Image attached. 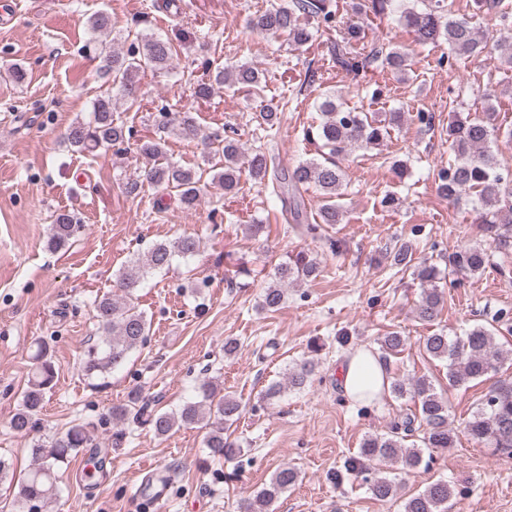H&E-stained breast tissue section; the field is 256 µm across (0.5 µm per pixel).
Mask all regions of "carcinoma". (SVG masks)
<instances>
[{"mask_svg":"<svg viewBox=\"0 0 512 512\" xmlns=\"http://www.w3.org/2000/svg\"><path fill=\"white\" fill-rule=\"evenodd\" d=\"M392 2L394 0H358L354 8L359 12L369 10L378 16L384 14ZM474 3L477 10L497 15L503 28H512V8L505 0H474ZM303 15L327 29L333 28L335 23V14L326 0H284V3L256 15L250 25L266 35L285 36L291 45L302 47L312 38V30L301 22ZM399 20L420 45L448 44L452 52L448 57L450 64L461 57H485L512 67V44L504 52L501 43H489L478 34L470 20L450 16L447 0H427L425 7L419 10L407 7L401 11ZM361 40L363 31L356 26H349L338 34L336 64L357 74L368 64L379 61L398 80H409L412 72L409 52L399 48L373 47L364 55L354 50V45ZM96 43V55L104 61L99 72L104 84L108 85V92L95 99L87 119H77L69 126L66 142L78 151H96L127 141L125 123L114 116L111 90L118 89L129 105L137 104L140 97L139 73L146 69L153 72L167 70L174 53L170 41L153 35L136 38L124 52L116 51L112 42L106 39H98ZM214 82L256 87L261 83V76L254 67L242 64L231 71L218 69ZM319 110L322 121L317 130L307 132L306 137L310 141L321 142L323 152L318 158L299 162L290 171L276 167L265 151L256 149L248 152L234 139L218 140L214 154L220 158L221 171L216 178L224 194L237 190L240 176L246 171L255 183L261 186L271 184L273 193L281 199L282 205L289 206V212L296 221L300 203L295 199L288 200L279 188L287 182L294 190L313 186L323 200L318 210L319 223H341L343 210L336 199L342 196L344 171L338 158L354 147L367 149L380 145L389 136L390 128L401 124L403 115L391 112L389 117L382 119L377 113L349 106L336 94L325 95L319 103ZM161 129L166 134L192 133L195 131V119L191 113L181 112L163 122ZM499 134L496 111L490 104L479 115L457 118L448 126L455 161L439 176V192L444 198L453 201L465 192L475 194L478 227L492 245L512 242V178L504 175V169L489 150V144ZM140 152L147 165L142 176L126 182V193L137 195L147 183L175 192L185 209L197 205L202 195L203 170L168 160L162 137L143 142ZM79 228L80 224L71 213L57 214L50 228L48 249L56 251L66 246ZM199 249L200 240L191 235L155 242L119 275L123 295L106 294L95 301L100 344L85 351L82 361L85 375L103 376L121 368L129 353L146 341L150 324L133 302L134 291L141 278L148 273L165 270L175 258L193 256ZM490 260L491 254L486 248L458 245L448 252V271L471 276L482 271ZM391 265L401 271L413 270L425 285L416 307L418 319L431 322L437 318L444 306V296L435 284L436 268L425 263L415 265L413 248L406 243L394 248ZM318 272L319 263L309 253L301 251L289 256L274 269L272 282L264 288L258 309L272 311L280 308L288 287L301 284ZM422 349L430 357L446 362L448 385L452 387L484 378L512 355L511 350L503 349L497 342L494 329L479 324L453 339L443 333L428 335L423 339ZM32 360L27 387L10 420L11 429L21 435L34 429L45 395L53 388L55 380V366L46 345H37ZM314 370L315 363L311 360L292 367L286 376L287 383L270 384L263 398L271 402L278 399L286 387H304ZM390 391L398 398L411 396L416 412L394 423L388 432L366 438L360 455L347 459L343 469L336 471V480L343 479L346 474L369 473L371 464L377 462L415 467L422 461L423 449L454 447L455 433L448 422V401L436 391L427 376L413 377L406 382L395 380L391 382ZM240 415V400L229 394L215 399V386L210 380L198 386L193 400L175 410H156L144 400L140 391L135 390L131 392L128 403L114 406L109 412L113 424L131 417L159 437L167 436L176 428L200 424L206 429L204 443L209 454L223 458L235 454L234 444L224 438V430L236 423ZM418 426L424 428L423 447H404L403 441ZM466 429L475 442L488 448H512V381H497L488 388ZM89 441L90 432L86 425L80 423L71 425L65 433L48 443L34 441L30 448L31 467L17 480L13 506L18 508V512H42L55 491L58 472L69 465L79 449L86 447ZM298 478V472L290 466L278 469L269 484L245 501L242 505L244 512H269L272 503L294 486ZM369 483L373 496L378 500L396 494L395 481L388 477L374 476ZM454 496L452 485L437 480L408 498L404 512H448V502Z\"/></svg>","mask_w":512,"mask_h":512,"instance_id":"cac0c4a2","label":"carcinoma"}]
</instances>
